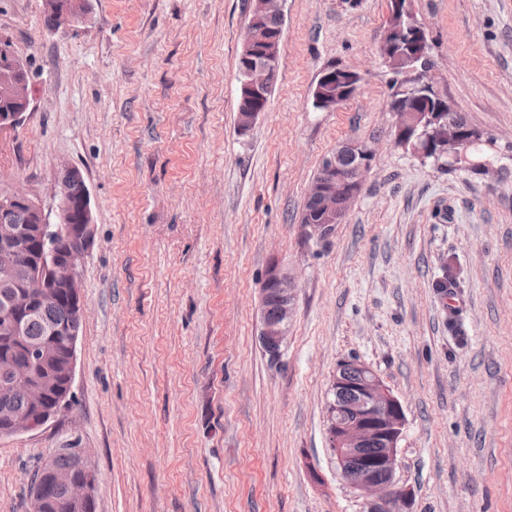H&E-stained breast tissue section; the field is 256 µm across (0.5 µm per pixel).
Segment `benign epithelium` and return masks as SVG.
Masks as SVG:
<instances>
[{"mask_svg": "<svg viewBox=\"0 0 512 512\" xmlns=\"http://www.w3.org/2000/svg\"><path fill=\"white\" fill-rule=\"evenodd\" d=\"M89 0H42L41 12L53 21V29L76 26L88 15ZM284 0H250V18L239 55L237 128L249 132L258 116L267 110L269 93L278 73L279 47L283 27L271 28L268 20L283 21ZM410 0H392L380 56L397 73L398 90L392 93L390 111L396 116L395 139L412 144L423 156H446L455 164L481 142L473 127L448 118L456 108L440 91L433 77L434 60L427 32L409 7ZM33 73L14 51L11 42L0 39V100L13 105L0 113V132L22 126L31 113ZM361 81L358 72L331 66L323 70L313 92L314 105L330 111L354 94ZM374 150L348 142L325 157L306 196L301 224L307 236L326 240L343 222L372 168ZM84 179L70 164L59 167L53 185L57 199L56 226L46 219L41 205L25 191L0 196V261L20 271L15 280L14 299L0 307V327L20 335L23 317L38 302H51L63 294L82 322L86 312L81 295L79 266L94 237L89 191L73 199L71 186ZM28 210L30 224L13 222L12 212ZM260 340L272 359L280 356L288 335V323L296 302L295 279L278 262L268 268L262 282ZM275 300L276 316L267 315L266 303ZM52 336L69 337V356L64 365L67 385H73L76 343L79 333L63 325L50 329ZM45 351L30 350L27 366H15L4 386L22 391L35 413L4 411L5 435L41 429L65 399L50 404L34 376ZM330 392L335 401L328 405L330 447L342 479L360 491L367 501L366 512H403L409 491L395 480L398 444L404 428L401 402L358 360L342 362L334 373ZM85 477L52 472L54 483L68 487L62 504L66 512L93 498L95 473L90 458L81 448L71 449Z\"/></svg>", "mask_w": 512, "mask_h": 512, "instance_id": "benign-epithelium-1", "label": "benign epithelium"}]
</instances>
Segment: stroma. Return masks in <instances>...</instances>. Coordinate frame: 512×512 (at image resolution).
Here are the masks:
<instances>
[{
  "label": "stroma",
  "instance_id": "obj_1",
  "mask_svg": "<svg viewBox=\"0 0 512 512\" xmlns=\"http://www.w3.org/2000/svg\"><path fill=\"white\" fill-rule=\"evenodd\" d=\"M248 4L89 0L84 25L50 31L41 0H0V36L34 74L26 123L0 133V194L52 209L69 163L95 224L72 398L0 437V512H27L61 448L89 455L96 512H366L329 443L330 382L350 359L403 406L410 512H512V0H411L442 91L493 140L488 173L396 145L389 0H285L277 83L239 135ZM330 66L361 82L319 112ZM347 141L376 157L318 243L300 215ZM451 257L459 281L437 288ZM275 260L297 300L274 360L259 305Z\"/></svg>",
  "mask_w": 512,
  "mask_h": 512
}]
</instances>
